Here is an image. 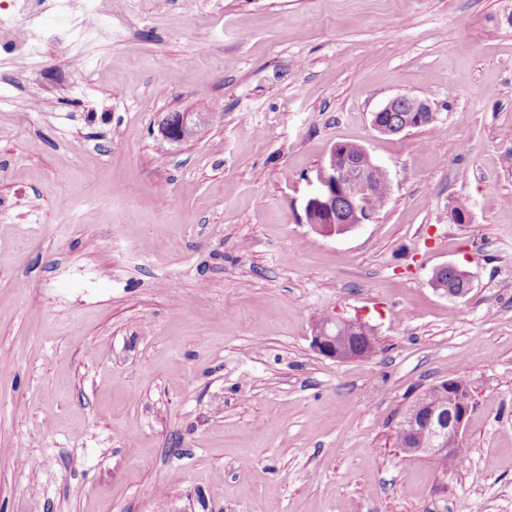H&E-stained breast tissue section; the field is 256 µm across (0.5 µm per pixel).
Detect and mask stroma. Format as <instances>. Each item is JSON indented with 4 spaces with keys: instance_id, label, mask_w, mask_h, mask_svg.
Segmentation results:
<instances>
[{
    "instance_id": "35a3bbf8",
    "label": "stroma",
    "mask_w": 512,
    "mask_h": 512,
    "mask_svg": "<svg viewBox=\"0 0 512 512\" xmlns=\"http://www.w3.org/2000/svg\"><path fill=\"white\" fill-rule=\"evenodd\" d=\"M509 11L101 0L74 52L0 50V512H512ZM403 94L437 128L374 130ZM185 110L210 119L163 140ZM339 142L391 192L326 236L304 206ZM448 263L466 297L431 287ZM325 312L375 353L315 351ZM448 378L456 470L396 443ZM360 151L368 156L371 164H372V168L374 167H378L380 168L386 175V183L389 184V174H388V171L387 169L377 163L373 158L372 156L370 155V153L367 151V149H365L364 147L360 146ZM380 171L379 169L376 170V172L373 173V176L375 178V180L377 181V183L380 185V189H379V193L378 195L374 196V197H366L365 198V201H366V205L371 208V209H381L383 207V205L385 204V198H384V194H385V191H386V185L384 183V180H385V175L384 173Z\"/></svg>"
}]
</instances>
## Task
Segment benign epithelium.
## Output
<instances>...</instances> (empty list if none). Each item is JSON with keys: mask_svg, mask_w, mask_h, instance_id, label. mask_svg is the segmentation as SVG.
Returning a JSON list of instances; mask_svg holds the SVG:
<instances>
[{"mask_svg": "<svg viewBox=\"0 0 512 512\" xmlns=\"http://www.w3.org/2000/svg\"><path fill=\"white\" fill-rule=\"evenodd\" d=\"M435 119L436 113L427 100L398 95L372 114L371 124L381 134L394 135ZM202 120V115L197 112H176L174 116L164 118L160 132L168 141L184 140L195 132ZM357 184L367 193L376 189L369 170L359 165L346 144H335L306 201V223L332 236L372 222L376 212L368 209L361 195L355 193ZM446 269L448 266L444 265L434 271L431 277L433 288L451 297L465 296V291L448 287L444 276ZM311 343L321 355L340 362L365 357L377 346L372 327L359 320L339 317L314 324ZM435 388L438 393L451 391L453 400L444 405L435 400L428 388L416 395L399 423L411 435V446L405 452L424 451L451 457L457 452L456 444L460 443L462 429L472 410V394L470 388L456 382H440Z\"/></svg>", "mask_w": 512, "mask_h": 512, "instance_id": "1", "label": "benign epithelium"}]
</instances>
